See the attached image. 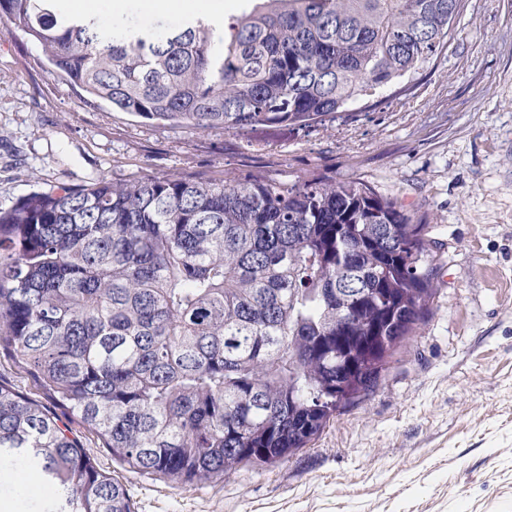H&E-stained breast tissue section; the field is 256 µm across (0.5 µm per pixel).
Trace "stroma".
Returning a JSON list of instances; mask_svg holds the SVG:
<instances>
[{
  "instance_id": "1",
  "label": "stroma",
  "mask_w": 512,
  "mask_h": 512,
  "mask_svg": "<svg viewBox=\"0 0 512 512\" xmlns=\"http://www.w3.org/2000/svg\"><path fill=\"white\" fill-rule=\"evenodd\" d=\"M178 2L121 22L169 29L216 0ZM171 176L358 180L425 225L437 295L373 392L272 467L177 487L130 472L58 409L134 512H512V0H463L428 68L305 128L196 131L86 106L0 19V208L62 184ZM22 469L0 462V499L47 512Z\"/></svg>"
}]
</instances>
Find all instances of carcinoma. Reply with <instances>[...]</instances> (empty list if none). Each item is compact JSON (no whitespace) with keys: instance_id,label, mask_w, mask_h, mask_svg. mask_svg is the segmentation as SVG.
<instances>
[{"instance_id":"carcinoma-1","label":"carcinoma","mask_w":512,"mask_h":512,"mask_svg":"<svg viewBox=\"0 0 512 512\" xmlns=\"http://www.w3.org/2000/svg\"><path fill=\"white\" fill-rule=\"evenodd\" d=\"M460 8L257 0L132 33L0 0V19L93 106L230 130L308 127L418 73ZM423 230L355 180L61 185L0 211V350L134 472L183 486L271 465L369 394L431 311ZM29 449L54 512H132L55 413L0 384V458Z\"/></svg>"}]
</instances>
